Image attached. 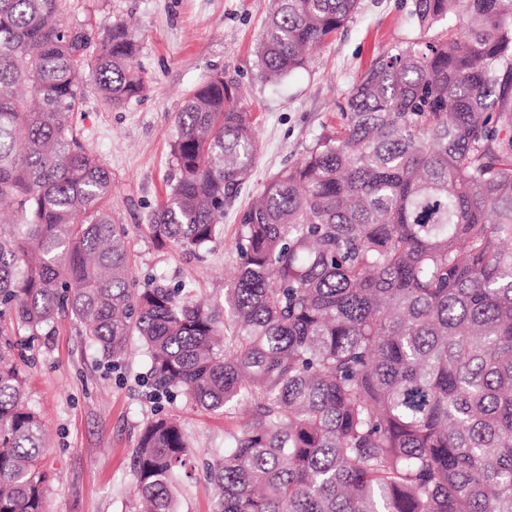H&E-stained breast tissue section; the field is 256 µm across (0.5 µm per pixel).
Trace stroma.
I'll list each match as a JSON object with an SVG mask.
<instances>
[{"mask_svg":"<svg viewBox=\"0 0 512 512\" xmlns=\"http://www.w3.org/2000/svg\"><path fill=\"white\" fill-rule=\"evenodd\" d=\"M271 0H62L64 26L125 24L138 41L136 67L146 89L118 105L88 85L76 124L86 148L112 175V215L129 230L132 276L146 284L182 285L220 306L238 262L240 220L269 179L300 161L315 139L335 131L343 103L362 74L405 42L424 39L412 0H358L355 12L287 77L258 73L257 45ZM233 81L239 105L254 117L258 151L236 197L224 204L220 236L197 253L157 243L141 229L174 181L171 144L176 116L194 89L215 74ZM10 339L20 354L25 400L42 421L49 447L44 512H137L133 451L156 415L181 422L191 446L178 479L177 512H212L209 478L224 456V438L241 413L212 414L185 401L157 400L143 378L139 341L113 368L82 325L60 314L37 337L22 328Z\"/></svg>","mask_w":512,"mask_h":512,"instance_id":"1","label":"stroma"}]
</instances>
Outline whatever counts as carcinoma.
<instances>
[{"instance_id":"carcinoma-1","label":"carcinoma","mask_w":512,"mask_h":512,"mask_svg":"<svg viewBox=\"0 0 512 512\" xmlns=\"http://www.w3.org/2000/svg\"><path fill=\"white\" fill-rule=\"evenodd\" d=\"M61 0H0V336L71 315L112 364L140 339L154 394L245 404L214 512H512V0H413L428 33L380 57L342 123L241 218L224 306L132 287L112 177L74 122L92 79L139 96L120 23L65 27ZM357 0H272L258 59L303 67ZM176 181L145 228L196 252L253 168L254 122L217 75L177 116ZM232 323L224 334V318ZM0 343V512H43L42 422ZM190 446L173 416L134 448L147 512H177Z\"/></svg>"}]
</instances>
